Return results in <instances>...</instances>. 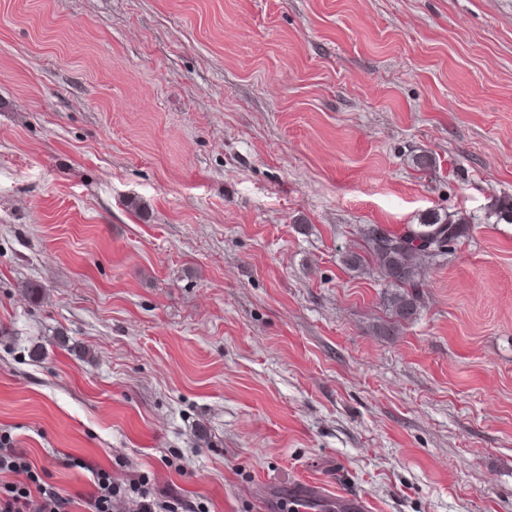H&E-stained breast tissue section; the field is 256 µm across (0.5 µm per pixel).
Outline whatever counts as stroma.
I'll use <instances>...</instances> for the list:
<instances>
[{"mask_svg":"<svg viewBox=\"0 0 512 512\" xmlns=\"http://www.w3.org/2000/svg\"><path fill=\"white\" fill-rule=\"evenodd\" d=\"M504 196L512 0H0V432L74 498L512 512ZM429 209L382 333L344 259ZM470 219L452 218L432 209L422 213L417 224H407L399 231L379 225L364 229L367 253L375 268L386 281L388 290L384 304L398 322L408 320L418 312L417 288L425 272V261H435L448 253L439 243H456L468 236ZM152 488L145 480L129 484L127 490H121L112 482L108 472L98 473L95 482V493L85 500V512H111L112 501L117 497L135 498L139 512H182L185 504L179 499H167L154 495ZM279 512H368L366 499L349 493L329 497L322 484L298 480L280 497Z\"/></svg>","mask_w":512,"mask_h":512,"instance_id":"obj_1","label":"stroma"}]
</instances>
